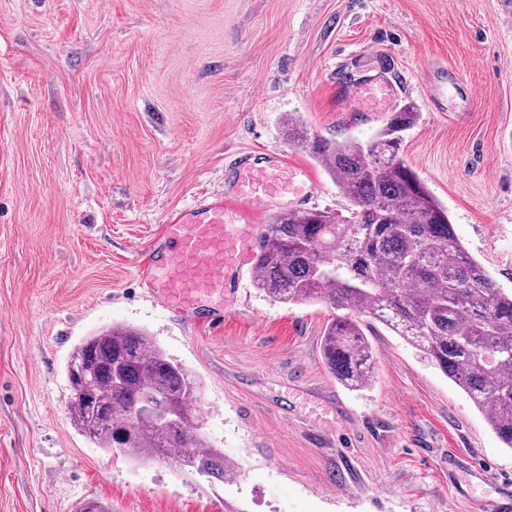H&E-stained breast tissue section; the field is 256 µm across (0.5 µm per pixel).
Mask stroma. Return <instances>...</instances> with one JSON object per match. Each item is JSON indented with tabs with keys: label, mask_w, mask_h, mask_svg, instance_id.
Here are the masks:
<instances>
[{
	"label": "stroma",
	"mask_w": 512,
	"mask_h": 512,
	"mask_svg": "<svg viewBox=\"0 0 512 512\" xmlns=\"http://www.w3.org/2000/svg\"><path fill=\"white\" fill-rule=\"evenodd\" d=\"M448 75L446 111L425 74ZM413 104L403 157L457 237L512 293V0H0V512H492L470 462L512 477L484 414L382 325L352 391L322 356V304L232 289L221 328L152 297L139 262L168 211L230 191L239 153L280 152L346 203L309 137L366 140L337 84ZM115 324L202 383L201 432L234 473L139 465L73 427L66 365Z\"/></svg>",
	"instance_id": "obj_1"
}]
</instances>
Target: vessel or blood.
I'll return each mask as SVG.
<instances>
[{"mask_svg": "<svg viewBox=\"0 0 512 512\" xmlns=\"http://www.w3.org/2000/svg\"><path fill=\"white\" fill-rule=\"evenodd\" d=\"M396 96L387 80L337 87L336 99L350 112L387 111ZM234 192L217 198L199 197L192 207L167 216L161 227L158 252L141 262V277L162 304L183 311L205 313L209 322L221 321L230 289L238 287L252 260L259 227L254 214L275 216V197L302 210L315 184L309 172L287 154H278L268 167L255 165L251 155L238 157L233 168Z\"/></svg>", "mask_w": 512, "mask_h": 512, "instance_id": "vessel-or-blood-1", "label": "vessel or blood"}]
</instances>
